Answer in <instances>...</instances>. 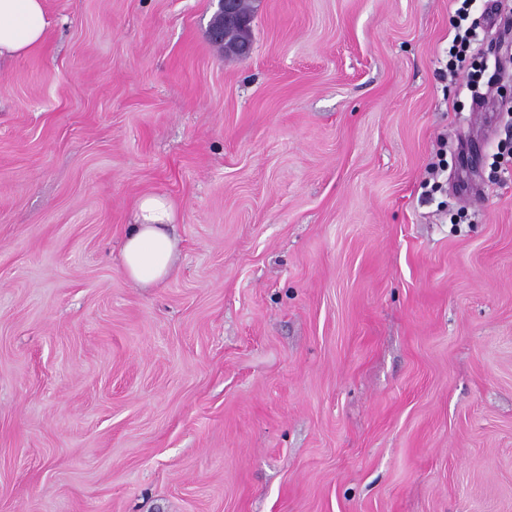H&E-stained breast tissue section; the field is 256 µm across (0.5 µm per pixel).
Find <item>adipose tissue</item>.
Wrapping results in <instances>:
<instances>
[{"mask_svg": "<svg viewBox=\"0 0 512 512\" xmlns=\"http://www.w3.org/2000/svg\"><path fill=\"white\" fill-rule=\"evenodd\" d=\"M47 28L44 0H0V58L39 49ZM174 218V206L166 196L150 194L138 201L122 246L124 271L138 285L156 286L170 277L177 242L168 227Z\"/></svg>", "mask_w": 512, "mask_h": 512, "instance_id": "adipose-tissue-1", "label": "adipose tissue"}]
</instances>
